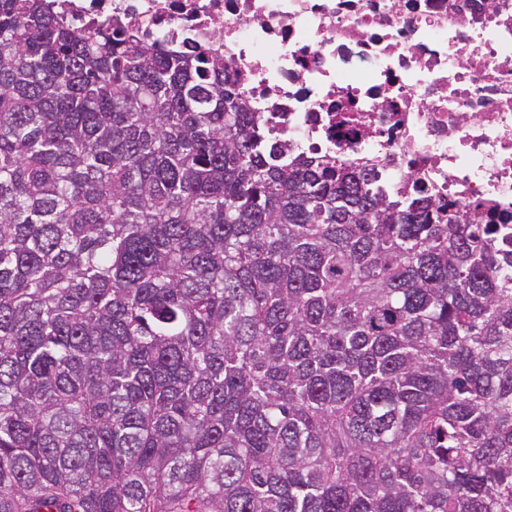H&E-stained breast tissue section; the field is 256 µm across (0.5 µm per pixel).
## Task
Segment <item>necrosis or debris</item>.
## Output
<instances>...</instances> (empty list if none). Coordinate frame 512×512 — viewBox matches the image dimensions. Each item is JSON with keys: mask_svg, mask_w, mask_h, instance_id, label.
<instances>
[{"mask_svg": "<svg viewBox=\"0 0 512 512\" xmlns=\"http://www.w3.org/2000/svg\"><path fill=\"white\" fill-rule=\"evenodd\" d=\"M185 55L224 58L289 153L376 164L392 193L512 224V0H55Z\"/></svg>", "mask_w": 512, "mask_h": 512, "instance_id": "4bbe7bcc", "label": "necrosis or debris"}]
</instances>
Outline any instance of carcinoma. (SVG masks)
<instances>
[{"label":"carcinoma","mask_w":512,"mask_h":512,"mask_svg":"<svg viewBox=\"0 0 512 512\" xmlns=\"http://www.w3.org/2000/svg\"><path fill=\"white\" fill-rule=\"evenodd\" d=\"M226 71L0 0V512H512V224Z\"/></svg>","instance_id":"carcinoma-1"}]
</instances>
